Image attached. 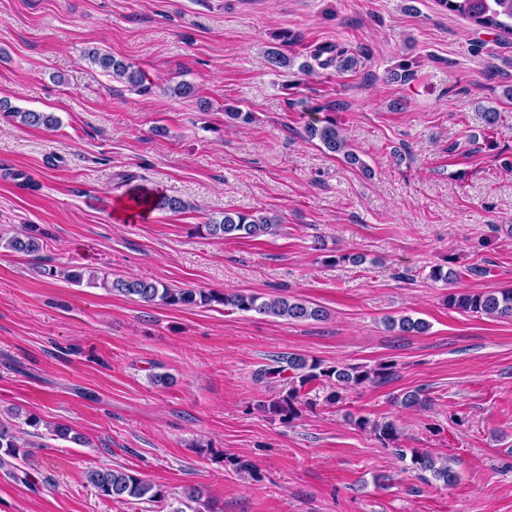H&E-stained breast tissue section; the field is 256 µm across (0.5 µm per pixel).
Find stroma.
Segmentation results:
<instances>
[{
	"instance_id": "35a3bbf8",
	"label": "stroma",
	"mask_w": 512,
	"mask_h": 512,
	"mask_svg": "<svg viewBox=\"0 0 512 512\" xmlns=\"http://www.w3.org/2000/svg\"><path fill=\"white\" fill-rule=\"evenodd\" d=\"M284 31L296 64L276 68L266 52ZM92 47L140 69L151 94L91 67ZM321 47L360 62L299 71ZM404 58L412 79L389 80ZM178 81L190 96L164 93ZM507 88L512 40L436 0H0V102L61 121L0 112V231L47 233L38 253L0 249V411L85 439L46 435L0 467V512H167L98 496L87 475L104 467L174 497L198 486L215 512H512V320L449 309L428 277L446 263L457 288L512 287ZM229 106L254 122L235 126ZM485 106L500 114L489 133ZM325 117L370 174L305 138ZM129 174L193 209L128 217ZM227 211L276 217L280 233L195 234ZM349 252L363 263L341 261ZM43 265L290 295L328 317L146 306ZM389 316L429 328L406 335ZM288 352L396 374L285 423L256 409L279 382L253 374ZM415 390L427 408L401 406ZM360 416L397 422L399 447L450 459L455 480L421 479ZM6 112H9L12 117L20 118L21 123L30 126H42L46 129H51L59 124L58 118L52 112H20L11 105L4 107Z\"/></svg>"
}]
</instances>
